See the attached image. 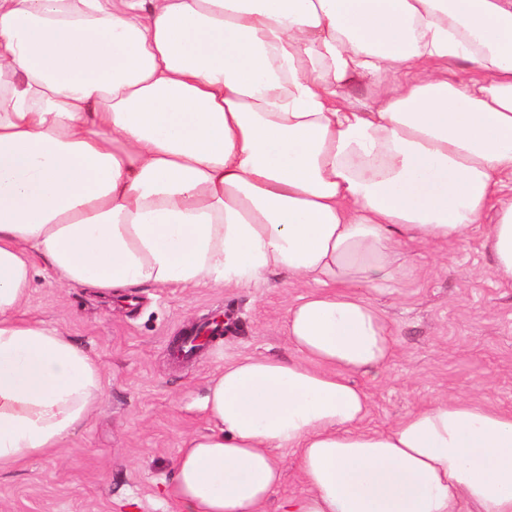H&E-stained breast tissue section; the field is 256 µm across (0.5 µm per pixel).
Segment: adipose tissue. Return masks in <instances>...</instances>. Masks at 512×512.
Returning <instances> with one entry per match:
<instances>
[{"instance_id":"1","label":"adipose tissue","mask_w":512,"mask_h":512,"mask_svg":"<svg viewBox=\"0 0 512 512\" xmlns=\"http://www.w3.org/2000/svg\"><path fill=\"white\" fill-rule=\"evenodd\" d=\"M466 61L469 75L454 65ZM384 86L369 108L351 80ZM484 230L512 284V0H0V474L61 447L102 368L28 317L69 287L285 275L291 356L225 363L172 512H512V410L451 396L364 427L396 353L359 294ZM280 456L284 461V478L269 506V512L279 511L277 508L281 500L292 496H299L306 490L296 458L287 451L281 452Z\"/></svg>"}]
</instances>
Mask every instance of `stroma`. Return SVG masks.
Listing matches in <instances>:
<instances>
[{"mask_svg": "<svg viewBox=\"0 0 512 512\" xmlns=\"http://www.w3.org/2000/svg\"><path fill=\"white\" fill-rule=\"evenodd\" d=\"M409 275L374 301L398 355L383 376H356L371 396L368 427L392 425L443 396L512 409V285L491 274L482 230L445 247L412 246ZM282 278L260 288H161L102 296L37 270L30 313L101 364L105 396L90 420L50 455L0 475V512H171L164 485L181 439L209 420L205 385L225 362L290 354L285 309L303 294ZM223 315L224 334L190 361L172 348Z\"/></svg>", "mask_w": 512, "mask_h": 512, "instance_id": "35a3bbf8", "label": "stroma"}]
</instances>
